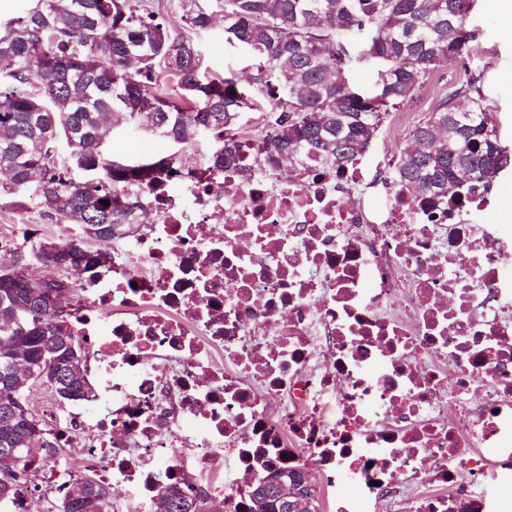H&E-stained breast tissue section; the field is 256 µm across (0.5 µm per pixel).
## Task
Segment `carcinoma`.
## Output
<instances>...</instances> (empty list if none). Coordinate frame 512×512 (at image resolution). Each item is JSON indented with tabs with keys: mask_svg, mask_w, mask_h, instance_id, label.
Segmentation results:
<instances>
[{
	"mask_svg": "<svg viewBox=\"0 0 512 512\" xmlns=\"http://www.w3.org/2000/svg\"><path fill=\"white\" fill-rule=\"evenodd\" d=\"M474 0H175L178 19L158 20L145 0H36L0 21V173L16 193L35 188L47 217L78 226L80 238H41L14 247L0 265V510L15 499L31 452L58 458L48 426L6 415L35 385L58 402L91 395L84 350L64 301L69 269L112 261L127 231L125 189L147 188L172 169L193 135L215 141L218 170L239 162L229 133L262 110L264 155L286 170L309 162L342 168L367 151L391 112L433 73L467 66L480 34ZM223 21L224 42L250 60L246 84L234 72L203 70L195 37ZM375 68L369 87L352 81ZM481 74L451 84L415 125L390 170L400 186L430 200L476 176L512 166L480 90ZM125 126L175 150L146 160L107 154L104 130ZM109 205H104V202ZM58 278L31 286V263ZM162 512H199L173 486ZM56 512H109L111 489L79 476L56 496Z\"/></svg>",
	"mask_w": 512,
	"mask_h": 512,
	"instance_id": "cac0c4a2",
	"label": "carcinoma"
}]
</instances>
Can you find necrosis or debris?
I'll return each mask as SVG.
<instances>
[{
  "label": "necrosis or debris",
  "mask_w": 512,
  "mask_h": 512,
  "mask_svg": "<svg viewBox=\"0 0 512 512\" xmlns=\"http://www.w3.org/2000/svg\"><path fill=\"white\" fill-rule=\"evenodd\" d=\"M175 165L66 303L95 395L59 405L112 512L160 485L238 512L271 466L326 512H512V226L483 178L436 209L395 162ZM378 188L384 207L369 208Z\"/></svg>",
  "instance_id": "necrosis-or-debris-1"
}]
</instances>
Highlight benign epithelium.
<instances>
[{
  "label": "benign epithelium",
  "mask_w": 512,
  "mask_h": 512,
  "mask_svg": "<svg viewBox=\"0 0 512 512\" xmlns=\"http://www.w3.org/2000/svg\"><path fill=\"white\" fill-rule=\"evenodd\" d=\"M312 480L308 471L295 468L280 473L274 479L263 483L265 491L251 495L246 503L247 512H317L314 499L308 488Z\"/></svg>",
  "instance_id": "obj_1"
}]
</instances>
